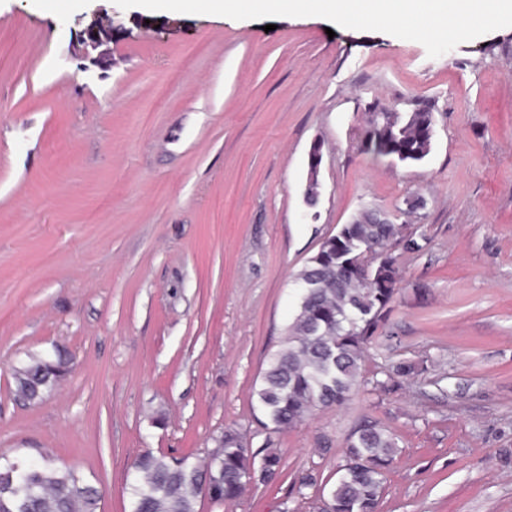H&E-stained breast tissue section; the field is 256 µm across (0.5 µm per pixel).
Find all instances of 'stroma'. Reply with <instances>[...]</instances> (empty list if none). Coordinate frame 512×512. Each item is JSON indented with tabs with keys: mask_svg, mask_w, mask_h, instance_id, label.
<instances>
[{
	"mask_svg": "<svg viewBox=\"0 0 512 512\" xmlns=\"http://www.w3.org/2000/svg\"><path fill=\"white\" fill-rule=\"evenodd\" d=\"M112 17L102 69L77 34ZM421 102L424 161L364 153L371 104ZM412 194L425 207L396 221L422 249L397 254L403 291L364 370L419 374L266 430L252 389L295 274L359 209ZM56 346L70 373L18 401L13 367ZM364 417L398 439L383 512H512V12L422 37L326 0L222 17L204 0H0V455L49 452L101 490V512H126L138 453L195 461L234 426L281 448L289 478L199 512H318L291 480H335Z\"/></svg>",
	"mask_w": 512,
	"mask_h": 512,
	"instance_id": "stroma-1",
	"label": "stroma"
}]
</instances>
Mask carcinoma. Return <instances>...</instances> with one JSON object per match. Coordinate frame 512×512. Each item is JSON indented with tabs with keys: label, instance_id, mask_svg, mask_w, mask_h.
Instances as JSON below:
<instances>
[{
	"label": "carcinoma",
	"instance_id": "carcinoma-1",
	"mask_svg": "<svg viewBox=\"0 0 512 512\" xmlns=\"http://www.w3.org/2000/svg\"><path fill=\"white\" fill-rule=\"evenodd\" d=\"M434 115L429 106L411 112H378L364 131L365 151L401 163H416L432 148ZM373 208L360 209L318 251L296 276L301 286L297 313L256 380L252 409L273 432L301 425L317 410L345 405L368 384L383 392L415 373V364L401 361L385 379L369 380L364 355L388 322L401 292L402 271L392 249L418 252L422 245L406 235L402 224H369ZM371 249L385 253L368 278L352 276V258ZM70 357L58 347L14 367L16 396L40 402L43 391L69 373ZM399 451L397 437L379 422L363 419L344 443V464L336 481H321L306 470L294 482L297 494L318 488L327 495L328 512H382L387 474ZM197 463L146 449L127 472L128 512H198L208 458L221 474L212 477L217 492L211 502L238 500L247 486L267 485L284 476L281 449L267 442L255 451L246 433L226 427ZM102 494L87 478L67 465L45 457L28 463L0 457V512H100Z\"/></svg>",
	"mask_w": 512,
	"mask_h": 512
}]
</instances>
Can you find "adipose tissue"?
<instances>
[{
  "mask_svg": "<svg viewBox=\"0 0 512 512\" xmlns=\"http://www.w3.org/2000/svg\"><path fill=\"white\" fill-rule=\"evenodd\" d=\"M512 0H336L341 15L380 26H393L408 15L419 20L416 34L433 35L447 30L459 15L493 26L500 11Z\"/></svg>",
  "mask_w": 512,
  "mask_h": 512,
  "instance_id": "obj_1",
  "label": "adipose tissue"
}]
</instances>
